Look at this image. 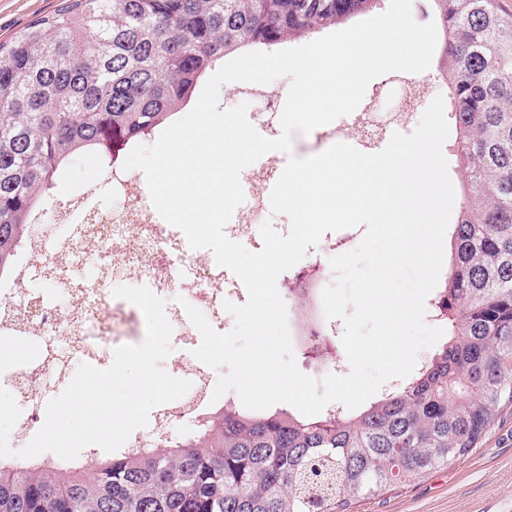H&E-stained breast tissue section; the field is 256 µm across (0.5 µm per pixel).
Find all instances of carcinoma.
Returning <instances> with one entry per match:
<instances>
[{"label":"carcinoma","mask_w":512,"mask_h":512,"mask_svg":"<svg viewBox=\"0 0 512 512\" xmlns=\"http://www.w3.org/2000/svg\"><path fill=\"white\" fill-rule=\"evenodd\" d=\"M378 0H61L0 42V279L63 167L109 166L187 107L245 48H275ZM444 35L465 171L448 279L449 338L362 411L302 418L227 404L151 448L110 458H0V512H350L467 456L512 407V13L430 0Z\"/></svg>","instance_id":"1"}]
</instances>
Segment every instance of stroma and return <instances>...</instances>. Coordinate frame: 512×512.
<instances>
[{"label": "stroma", "instance_id": "35a3bbf8", "mask_svg": "<svg viewBox=\"0 0 512 512\" xmlns=\"http://www.w3.org/2000/svg\"><path fill=\"white\" fill-rule=\"evenodd\" d=\"M60 3L61 0H0V41L9 40L33 21L49 15ZM99 165V159L92 155L74 160L48 199L47 209L56 208L78 189L100 195L96 177ZM348 250V245L342 243L332 250L318 245L277 279L298 367L317 379L324 377L327 369L311 359L303 338L310 321L325 319L322 299L314 297L306 310L296 305L290 290L317 268L324 272L322 284H330L329 257ZM352 512H512V409L503 411L469 456L451 467L434 470L419 481L361 500L353 505Z\"/></svg>", "mask_w": 512, "mask_h": 512}]
</instances>
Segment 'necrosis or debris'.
<instances>
[{
  "label": "necrosis or debris",
  "mask_w": 512,
  "mask_h": 512,
  "mask_svg": "<svg viewBox=\"0 0 512 512\" xmlns=\"http://www.w3.org/2000/svg\"><path fill=\"white\" fill-rule=\"evenodd\" d=\"M278 176L271 160L242 176L244 223L227 225L229 238L244 242L259 230L265 221L263 191ZM101 178L111 191V205L73 196L52 213H36L29 251L0 279V334L24 337L29 350L24 367L0 368V386L20 407V423L37 422L53 389L64 381L70 359H93L99 347L112 350L145 337L142 311L115 297L110 284L145 285L157 296H178V303L166 309L181 349L171 374L189 380L191 388L163 404L148 426L135 430L126 442L130 448H146L209 406L210 373L187 355L194 330L183 322L181 304L189 302L213 326H221L228 284L213 257L190 249L183 232L165 224L151 208L139 175L114 168ZM87 261L100 273L91 284L70 273L71 266Z\"/></svg>",
  "instance_id": "necrosis-or-debris-1"
}]
</instances>
